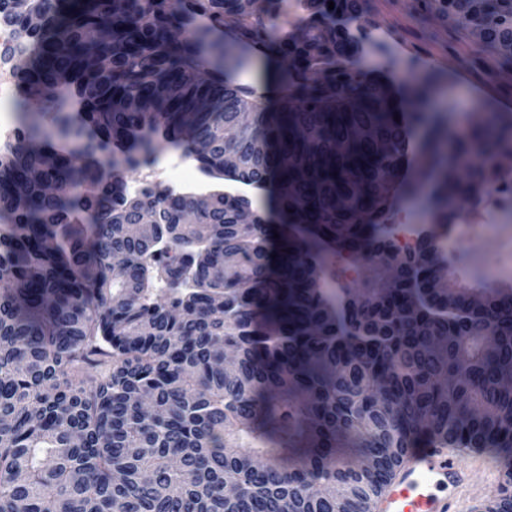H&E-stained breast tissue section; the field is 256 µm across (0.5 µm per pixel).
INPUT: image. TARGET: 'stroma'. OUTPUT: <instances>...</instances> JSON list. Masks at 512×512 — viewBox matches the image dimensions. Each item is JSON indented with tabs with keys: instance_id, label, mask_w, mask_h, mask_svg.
<instances>
[{
	"instance_id": "stroma-1",
	"label": "stroma",
	"mask_w": 512,
	"mask_h": 512,
	"mask_svg": "<svg viewBox=\"0 0 512 512\" xmlns=\"http://www.w3.org/2000/svg\"><path fill=\"white\" fill-rule=\"evenodd\" d=\"M367 20L383 27L384 37L375 39L367 56L373 71L388 77L395 91L405 86V74L428 79L434 84L426 109L442 112L449 105L472 111L483 106L488 112L512 113V60L498 70L488 69L485 54L456 36L442 21L417 12L410 0H367ZM181 151L162 149L158 161L127 169L124 180L139 187H176L177 177L191 166ZM501 246L497 230L459 239L461 253L468 256L486 286L504 287L489 265Z\"/></svg>"
}]
</instances>
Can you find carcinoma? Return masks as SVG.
I'll return each instance as SVG.
<instances>
[{
  "label": "carcinoma",
  "mask_w": 512,
  "mask_h": 512,
  "mask_svg": "<svg viewBox=\"0 0 512 512\" xmlns=\"http://www.w3.org/2000/svg\"><path fill=\"white\" fill-rule=\"evenodd\" d=\"M255 2L0 0V57L28 58L0 149V512H373L423 440L512 465V291L436 287L440 245L387 227L397 192L446 224L512 182V118L401 111L347 27L365 0H303L291 32ZM414 3L512 56V0ZM257 56L287 62L277 108L232 80ZM413 122L426 181L400 188ZM163 147L277 181L313 229L274 245L248 197L125 195ZM368 261L391 279L359 287Z\"/></svg>",
  "instance_id": "1"
}]
</instances>
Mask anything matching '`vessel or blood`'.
<instances>
[{
  "instance_id": "obj_1",
  "label": "vessel or blood",
  "mask_w": 512,
  "mask_h": 512,
  "mask_svg": "<svg viewBox=\"0 0 512 512\" xmlns=\"http://www.w3.org/2000/svg\"><path fill=\"white\" fill-rule=\"evenodd\" d=\"M504 467L479 448H413L391 473L375 512H474Z\"/></svg>"
}]
</instances>
